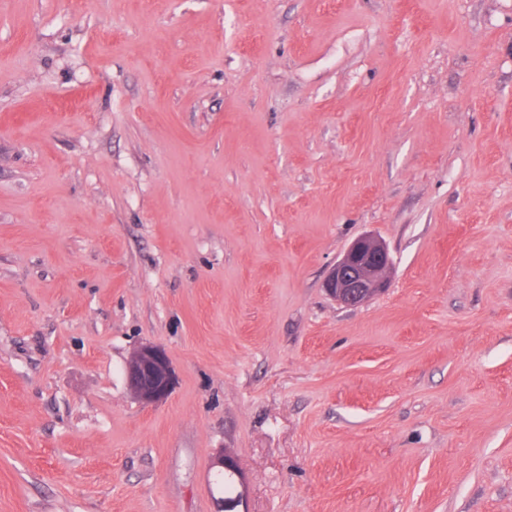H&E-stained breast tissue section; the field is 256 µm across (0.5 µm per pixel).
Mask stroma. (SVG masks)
I'll return each mask as SVG.
<instances>
[{
  "mask_svg": "<svg viewBox=\"0 0 512 512\" xmlns=\"http://www.w3.org/2000/svg\"><path fill=\"white\" fill-rule=\"evenodd\" d=\"M220 451L249 512H512V0H0V512H217ZM393 265L386 245L370 234L357 238L324 282L326 292L340 305L357 307L389 286ZM125 373L130 391L145 404L165 400L175 381L165 350L154 344L140 346L127 361Z\"/></svg>",
  "mask_w": 512,
  "mask_h": 512,
  "instance_id": "stroma-1",
  "label": "stroma"
}]
</instances>
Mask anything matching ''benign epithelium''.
Listing matches in <instances>:
<instances>
[{
  "label": "benign epithelium",
  "instance_id": "1",
  "mask_svg": "<svg viewBox=\"0 0 512 512\" xmlns=\"http://www.w3.org/2000/svg\"><path fill=\"white\" fill-rule=\"evenodd\" d=\"M393 265L386 245L365 234L357 238L333 267L324 282L326 292L340 305L357 307L389 286ZM132 394L145 404L165 400L175 375L165 350L154 344L140 346L125 365Z\"/></svg>",
  "mask_w": 512,
  "mask_h": 512
}]
</instances>
